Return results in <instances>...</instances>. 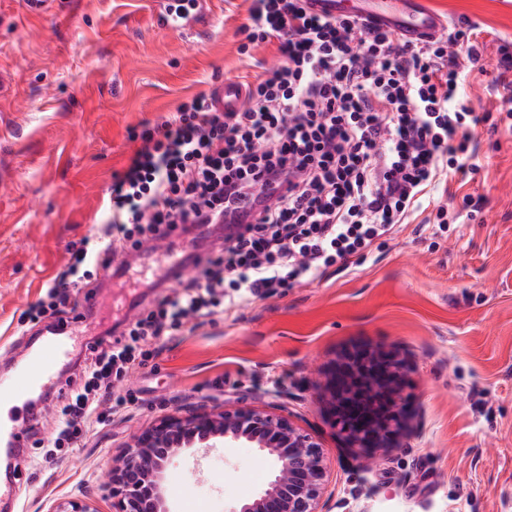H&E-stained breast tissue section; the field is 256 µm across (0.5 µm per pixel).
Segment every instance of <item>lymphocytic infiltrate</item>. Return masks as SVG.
<instances>
[{
  "mask_svg": "<svg viewBox=\"0 0 512 512\" xmlns=\"http://www.w3.org/2000/svg\"><path fill=\"white\" fill-rule=\"evenodd\" d=\"M303 2L251 0L245 41L275 45L280 61L239 110L213 111L202 92L132 132L139 146L112 181L97 232L72 247L48 303L23 315L64 322L79 290L126 275L119 252L155 251L174 228L228 227L223 248L192 255L193 275L171 269L177 291L93 346L90 377L59 408L55 447L77 448L88 423L136 402L130 391L112 396V384L145 366L153 341L320 280L424 212L443 177L469 169L473 133L489 119L460 91L482 66L471 29L413 43L351 15L307 13Z\"/></svg>",
  "mask_w": 512,
  "mask_h": 512,
  "instance_id": "lymphocytic-infiltrate-1",
  "label": "lymphocytic infiltrate"
}]
</instances>
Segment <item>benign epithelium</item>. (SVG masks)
I'll use <instances>...</instances> for the list:
<instances>
[{"instance_id":"1","label":"benign epithelium","mask_w":512,"mask_h":512,"mask_svg":"<svg viewBox=\"0 0 512 512\" xmlns=\"http://www.w3.org/2000/svg\"><path fill=\"white\" fill-rule=\"evenodd\" d=\"M407 365L394 355L363 346L341 355L328 382L335 422L350 447L371 453L401 425L395 403L378 408L375 396L398 393ZM247 444L273 463L268 483L226 512H328L327 471L315 436L287 416L254 406L173 412L136 435L112 462L108 487L112 512H171L164 475L172 460L196 448ZM50 512H99L88 496L57 502Z\"/></svg>"}]
</instances>
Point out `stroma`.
Returning <instances> with one entry per match:
<instances>
[{
    "mask_svg": "<svg viewBox=\"0 0 512 512\" xmlns=\"http://www.w3.org/2000/svg\"><path fill=\"white\" fill-rule=\"evenodd\" d=\"M449 25L477 26L486 74L463 86L478 111L512 99V0H428ZM249 0H213L200 44L158 32L149 0H0V369L23 357L35 330L19 317L43 301L68 262L69 245L93 234L114 174L136 149L129 132L175 111L226 77H255L270 45L241 55ZM475 169L435 192L449 211L472 195L480 210L432 236L419 218L396 226L372 252L224 318L196 322L158 349L115 393L136 404L110 425L91 426L80 452L50 463L36 439L50 438L53 400L12 407L29 419L33 444L13 460L20 504L0 512H50L81 494L112 512L106 474L140 431L170 411L250 404L290 416L320 443L330 512H512V130L479 126ZM148 261L135 258L125 282L104 285L76 332L80 345L58 373L57 393L83 384L88 344L123 312L110 294L131 289L140 307ZM408 364L395 400L406 419L371 458L350 448L333 422L329 373L339 354L362 345ZM270 462L254 448H211L175 458L165 478L174 512L205 500L210 512L253 496L255 470Z\"/></svg>",
    "mask_w": 512,
    "mask_h": 512,
    "instance_id": "obj_1",
    "label": "stroma"
}]
</instances>
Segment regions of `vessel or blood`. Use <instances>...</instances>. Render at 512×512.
<instances>
[{
    "label": "vessel or blood",
    "instance_id": "b4317fda",
    "mask_svg": "<svg viewBox=\"0 0 512 512\" xmlns=\"http://www.w3.org/2000/svg\"><path fill=\"white\" fill-rule=\"evenodd\" d=\"M210 4L211 0H198L195 7L179 11L172 0H150L154 26L160 31L206 39L210 33ZM304 5L311 13L326 16L354 12L395 26L412 40L437 35L445 24L426 0H305ZM244 101V91L235 81L219 82L211 91L210 103L219 112L240 108ZM70 351L69 328L53 331L25 363L14 371L0 373V397L15 398L50 390L57 364Z\"/></svg>",
    "mask_w": 512,
    "mask_h": 512
}]
</instances>
